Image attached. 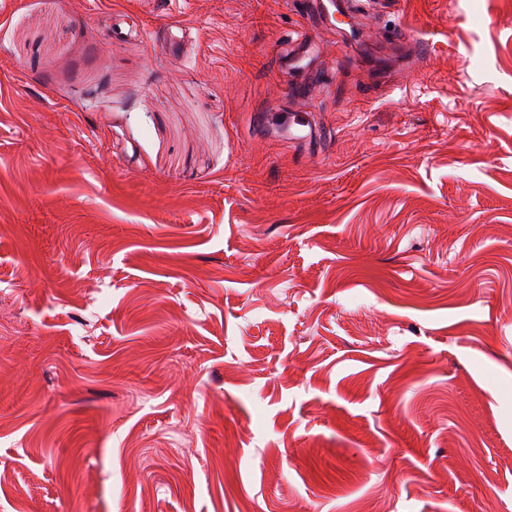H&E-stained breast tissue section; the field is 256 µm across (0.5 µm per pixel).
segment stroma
I'll list each match as a JSON object with an SVG mask.
<instances>
[{
    "mask_svg": "<svg viewBox=\"0 0 512 512\" xmlns=\"http://www.w3.org/2000/svg\"><path fill=\"white\" fill-rule=\"evenodd\" d=\"M395 2L0 0V512H512V0ZM295 37L290 36L292 43L296 45L295 53L289 56L288 67L290 73L297 72L304 68L303 63L311 62L315 46L306 31L293 32ZM311 111L276 112L270 114L273 119L280 121L289 140L311 142L317 136V128Z\"/></svg>",
    "mask_w": 512,
    "mask_h": 512,
    "instance_id": "stroma-1",
    "label": "stroma"
}]
</instances>
